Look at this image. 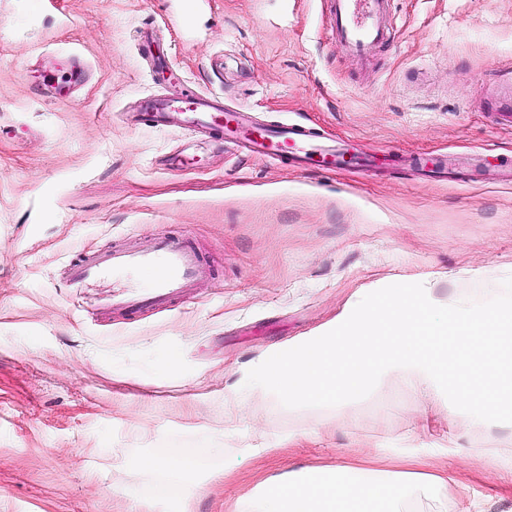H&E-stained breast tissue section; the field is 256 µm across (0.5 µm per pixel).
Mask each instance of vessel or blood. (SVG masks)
Wrapping results in <instances>:
<instances>
[{"label":"vessel or blood","instance_id":"vessel-or-blood-1","mask_svg":"<svg viewBox=\"0 0 512 512\" xmlns=\"http://www.w3.org/2000/svg\"><path fill=\"white\" fill-rule=\"evenodd\" d=\"M390 14L391 0H330L329 25L345 52L360 59L369 48L390 39ZM137 122L154 128L206 130L226 144L248 149L274 163L290 160L301 166L318 165L330 170L350 167L363 176L380 165L376 154L356 153L345 143L322 138L303 126L258 124L247 108L226 107L208 93L145 99ZM471 163L468 156L450 153L423 158L416 168L443 180L451 177L460 180ZM127 268L139 269L152 277L148 293L108 300V307L127 313L145 307H166L174 298L184 296L205 275L195 251L175 240L158 237L144 251L115 249L84 255L68 265L66 284L82 288L106 273Z\"/></svg>","mask_w":512,"mask_h":512}]
</instances>
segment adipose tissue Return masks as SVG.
<instances>
[{"mask_svg":"<svg viewBox=\"0 0 512 512\" xmlns=\"http://www.w3.org/2000/svg\"><path fill=\"white\" fill-rule=\"evenodd\" d=\"M409 488L383 467H305L268 480L257 512H403Z\"/></svg>","mask_w":512,"mask_h":512,"instance_id":"1","label":"adipose tissue"}]
</instances>
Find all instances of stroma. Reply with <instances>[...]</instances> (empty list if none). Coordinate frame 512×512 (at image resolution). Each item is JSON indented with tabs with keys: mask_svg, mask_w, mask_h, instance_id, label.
<instances>
[{
	"mask_svg": "<svg viewBox=\"0 0 512 512\" xmlns=\"http://www.w3.org/2000/svg\"><path fill=\"white\" fill-rule=\"evenodd\" d=\"M326 0H0V512H233L260 483L307 466L372 460L450 486L409 512H512V437L452 419L399 375L344 414L289 409L252 389L224 398L260 353L315 335L396 278L482 301L512 276V159L498 79L512 67V0H392V40L349 59ZM152 29L143 51L139 33ZM85 69L47 86L69 56ZM185 92L305 123L401 157L376 174L275 165L198 134L128 125L149 96ZM194 162L165 169V156ZM477 153L466 183L425 179L407 158ZM184 242L206 274L164 309L94 303L151 286L104 276L78 305L64 268L79 254ZM296 434L281 447L278 439ZM195 457L184 482L140 457ZM238 458L222 483L210 482Z\"/></svg>",
	"mask_w": 512,
	"mask_h": 512,
	"instance_id": "35a3bbf8",
	"label": "stroma"
}]
</instances>
